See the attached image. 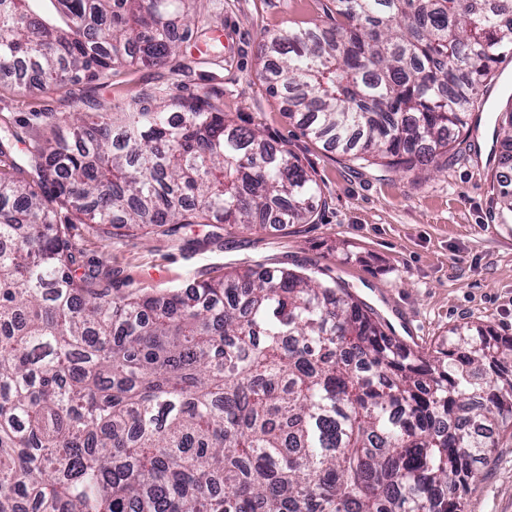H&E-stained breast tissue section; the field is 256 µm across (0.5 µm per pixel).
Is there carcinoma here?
Returning <instances> with one entry per match:
<instances>
[{
  "label": "carcinoma",
  "instance_id": "1",
  "mask_svg": "<svg viewBox=\"0 0 512 512\" xmlns=\"http://www.w3.org/2000/svg\"><path fill=\"white\" fill-rule=\"evenodd\" d=\"M0 0V70L43 88L164 61L198 0ZM264 39L269 92L352 161L448 166L512 50V0H324ZM73 143L0 137V512H464L512 425V338L488 326L423 357L336 281L234 269L112 295L79 224H309L313 180L207 102L73 112ZM496 136L512 144V108ZM512 220V178L495 175Z\"/></svg>",
  "mask_w": 512,
  "mask_h": 512
}]
</instances>
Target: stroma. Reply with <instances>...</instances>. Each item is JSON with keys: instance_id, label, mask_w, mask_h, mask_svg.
<instances>
[{"instance_id": "stroma-1", "label": "stroma", "mask_w": 512, "mask_h": 512, "mask_svg": "<svg viewBox=\"0 0 512 512\" xmlns=\"http://www.w3.org/2000/svg\"><path fill=\"white\" fill-rule=\"evenodd\" d=\"M205 39L185 42L165 61L111 70L99 80L44 89L0 77V128L25 140L68 135L51 115L108 112L133 101L151 106L201 98L238 124L290 150L324 201L315 223L225 232L194 224L169 235L74 224L82 254L77 275L100 272L113 293L157 295L218 279L235 268L307 267L337 280L371 306L394 336L426 355L447 350L451 331L490 326L512 337V223H501L491 170L506 146L492 132L512 103V59L488 88L484 110L455 146L447 168L415 180L395 168L354 162L288 118L261 72L264 35L324 23L321 0H199ZM465 512H512V429L480 466Z\"/></svg>"}]
</instances>
